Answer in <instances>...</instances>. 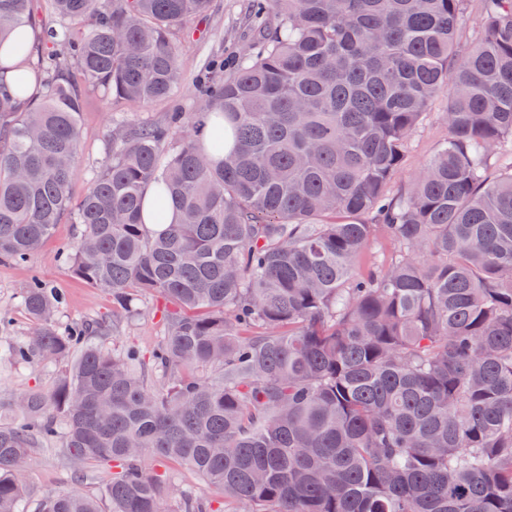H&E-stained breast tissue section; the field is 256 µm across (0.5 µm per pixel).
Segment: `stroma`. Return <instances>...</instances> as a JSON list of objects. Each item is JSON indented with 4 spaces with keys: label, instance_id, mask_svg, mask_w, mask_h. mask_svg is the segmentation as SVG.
I'll use <instances>...</instances> for the list:
<instances>
[{
    "label": "stroma",
    "instance_id": "stroma-1",
    "mask_svg": "<svg viewBox=\"0 0 512 512\" xmlns=\"http://www.w3.org/2000/svg\"><path fill=\"white\" fill-rule=\"evenodd\" d=\"M246 3L247 0H212L207 16L190 20L173 30L171 39L180 51L182 77L168 98L139 107L119 105L106 110L100 105L98 91L81 86V150L70 184L73 200L82 199L93 174L103 164L107 156V135L115 124L163 125L173 112H182L188 120H197V75L215 57L232 60L235 52L245 49L252 36L251 28L244 19ZM445 134L443 109L438 106L411 144L408 169L413 170L424 164ZM79 232V225L63 222L56 226L52 237L29 264L0 262V339L9 340L31 332L32 325L21 303V291L35 272L65 296V302L56 315L58 327L111 313L112 302L105 291L71 277L65 269L62 246L75 242ZM136 307V316L114 335L113 344L122 347L132 343L146 352L164 334L162 317L166 302L157 294L146 293L140 296ZM57 374V369L49 366L16 367L1 355L0 396L6 398L35 385L51 390ZM25 482L27 495L20 504L22 512H36L37 499L47 491H63L73 487L69 469L50 449L41 451L26 466Z\"/></svg>",
    "mask_w": 512,
    "mask_h": 512
}]
</instances>
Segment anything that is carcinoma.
Segmentation results:
<instances>
[{
  "label": "carcinoma",
  "instance_id": "cac0c4a2",
  "mask_svg": "<svg viewBox=\"0 0 512 512\" xmlns=\"http://www.w3.org/2000/svg\"><path fill=\"white\" fill-rule=\"evenodd\" d=\"M50 2L64 26L17 74L33 0H0V260L29 263L68 217L67 269L112 315L61 331L63 296L23 289L34 331L7 355L59 375L0 402V512L49 442L76 481L104 475L107 512H217L165 462L246 512H512V0H250L259 40L200 94L209 139L181 112L117 127L76 206L72 72L106 109L169 96L171 31L211 0ZM441 96L448 134L398 188ZM150 191L174 223H145ZM143 293L171 305L164 336L108 346ZM166 474V484L179 489H185L198 496L210 498L211 500L219 501L223 505V512H240L239 505L234 502L224 501L213 492L201 478L191 470L182 467L177 463H165L160 468Z\"/></svg>",
  "mask_w": 512,
  "mask_h": 512
}]
</instances>
